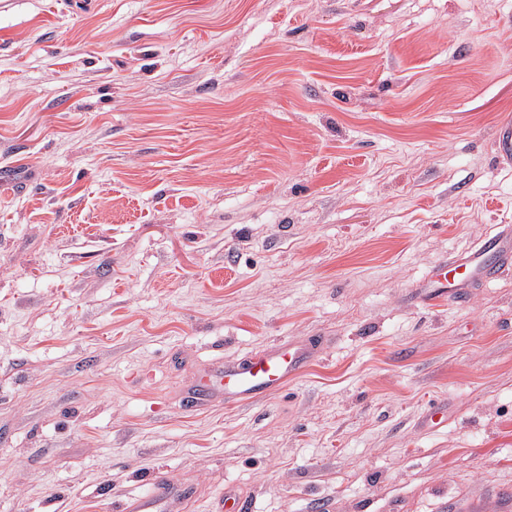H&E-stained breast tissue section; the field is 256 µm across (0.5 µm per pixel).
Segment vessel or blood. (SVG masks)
<instances>
[{"instance_id":"obj_1","label":"vessel or blood","mask_w":512,"mask_h":512,"mask_svg":"<svg viewBox=\"0 0 512 512\" xmlns=\"http://www.w3.org/2000/svg\"><path fill=\"white\" fill-rule=\"evenodd\" d=\"M511 264L512 230L506 228L479 242L464 257L439 263L430 285L447 289L449 295L454 296L471 281L494 278ZM312 358L311 348L283 343L253 353L241 362L219 364L212 372L200 375L195 388L205 401L237 405L278 392ZM187 500V495L165 472L159 471L144 494L124 503L122 512H180Z\"/></svg>"}]
</instances>
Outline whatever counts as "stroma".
<instances>
[{
  "mask_svg": "<svg viewBox=\"0 0 512 512\" xmlns=\"http://www.w3.org/2000/svg\"><path fill=\"white\" fill-rule=\"evenodd\" d=\"M507 112L512 0H0V512H512V269L422 297L512 225ZM312 353L309 347L282 343L253 353L242 362L220 363L211 373L196 379L197 396L188 402L192 405L203 396L204 403L224 401V405L233 406L270 396L307 366ZM189 497L175 486L162 470L151 479L147 491L129 498L123 505V512H168L183 509Z\"/></svg>",
  "mask_w": 512,
  "mask_h": 512,
  "instance_id": "35a3bbf8",
  "label": "stroma"
}]
</instances>
